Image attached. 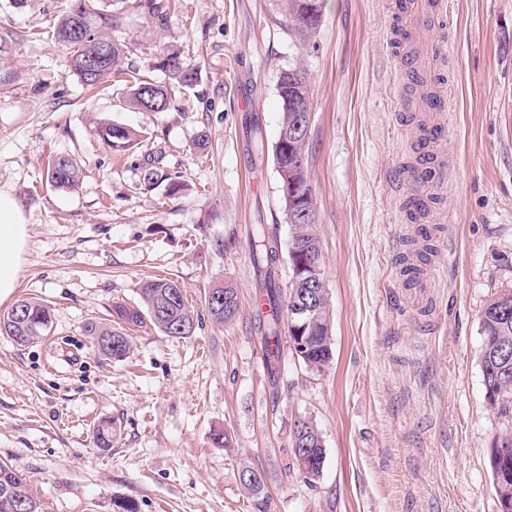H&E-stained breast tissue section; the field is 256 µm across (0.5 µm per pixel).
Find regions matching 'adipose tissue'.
Segmentation results:
<instances>
[{
	"label": "adipose tissue",
	"mask_w": 512,
	"mask_h": 512,
	"mask_svg": "<svg viewBox=\"0 0 512 512\" xmlns=\"http://www.w3.org/2000/svg\"><path fill=\"white\" fill-rule=\"evenodd\" d=\"M26 239L27 224L20 203L11 194L0 191V302L15 291Z\"/></svg>",
	"instance_id": "obj_1"
}]
</instances>
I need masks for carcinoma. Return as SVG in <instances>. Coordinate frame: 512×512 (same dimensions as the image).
I'll return each instance as SVG.
<instances>
[{
    "label": "carcinoma",
    "instance_id": "1",
    "mask_svg": "<svg viewBox=\"0 0 512 512\" xmlns=\"http://www.w3.org/2000/svg\"><path fill=\"white\" fill-rule=\"evenodd\" d=\"M280 11V25L288 35L307 45L323 21L324 0H275ZM135 8L141 10L158 27L168 25L170 0H135ZM122 18L112 12L99 9L92 0H69L68 10L58 21L57 36L68 48V63L80 82L94 90L112 83L125 99L126 105L144 112H167L176 95L193 89L199 83V70L191 58L181 51H172L161 58L158 68L167 81L157 83L136 77V70L124 65L126 45L116 41L110 32L121 28ZM277 93L282 103L281 129L300 122L311 125L313 92L306 69L292 66L281 71L277 82ZM405 101L410 112H423L431 105L421 92L420 80L410 75L406 86ZM100 141L117 153L126 152L138 143L141 133L131 127L101 122L95 129ZM273 155L279 169H293L308 163L307 150L288 148V141L278 136ZM46 178L58 188H71L79 181L77 163L67 156H55L48 163ZM169 183L174 190L177 183L162 165V157L154 159V165L145 171L140 189L150 192L160 184ZM283 206L288 208L287 222L291 224L294 239L302 248L298 262H308L322 247L317 233V223L309 215H318L312 184L296 189L295 199L288 200L291 193L284 180H279ZM252 264L256 276L260 303L256 311L258 330L264 340V360L270 375L278 370L281 353L283 313L289 309V300L296 295L312 299L311 288L305 282L290 284L283 289L279 279V250L275 233L267 224H256L252 232ZM426 244L417 251V263L402 267L405 285L416 283L423 273L433 252L432 236L421 229ZM143 307L115 304L109 317L101 321H90L85 325L86 335L99 357L109 361H120L130 349L126 330L135 327L153 326L166 336L186 338L195 332L196 316L189 306L183 288L168 278H150L139 287ZM205 307L210 318L226 324L238 313L237 295L224 293L219 285L209 290ZM0 324V335L11 338L17 345L26 346L38 341L51 327V309L46 303L34 298L18 300ZM482 344L479 362L483 374L484 397L489 407L499 415H512V298L497 294L487 301L481 312ZM306 345V366L321 370L333 359V338L328 330L319 327L303 335ZM116 436L113 420L101 421L94 431L97 447L110 448ZM308 455V461L316 474H321L325 461L323 440L315 423L310 419H299L290 434L289 463L297 468L295 459ZM491 472L507 470L512 473V429L497 435L489 451ZM261 472L243 469L239 472L240 483L253 495L262 493L265 483ZM0 512H49L47 503L33 492L30 480L0 461Z\"/></svg>",
    "mask_w": 512,
    "mask_h": 512
}]
</instances>
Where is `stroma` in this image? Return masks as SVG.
<instances>
[{"label":"stroma","instance_id":"obj_1","mask_svg":"<svg viewBox=\"0 0 512 512\" xmlns=\"http://www.w3.org/2000/svg\"><path fill=\"white\" fill-rule=\"evenodd\" d=\"M95 4L123 13L114 36L138 77L164 81L157 58L184 49L201 79L166 112L92 94L53 36L65 0H0V190L27 224L14 296L52 308L38 342L0 335V460L50 512H258L244 465L262 472L270 512H499L488 451L512 420L485 402L478 351L486 301L512 289V0H449L454 53L440 71L456 113L442 142L453 172L430 193L412 174L420 131L401 108L387 0H325L307 47L269 0H176L164 29L129 0ZM297 63L314 93L308 170L334 357L316 372L284 350L273 379L254 320L252 228L291 235L272 147L278 77ZM100 121L140 131L142 146L112 152ZM201 129L210 144L197 152ZM53 155L76 160V187L46 181ZM156 155L180 176L176 195L137 191ZM421 194L418 225L407 213ZM422 226L434 251L409 288L399 259L421 249ZM160 276L201 313L194 334L137 328L125 360L99 358L85 324L139 305L141 281ZM225 281L240 309L217 325L205 298ZM301 418L326 448L311 483L286 467ZM104 419L118 426L108 449L94 440Z\"/></svg>","mask_w":512,"mask_h":512}]
</instances>
